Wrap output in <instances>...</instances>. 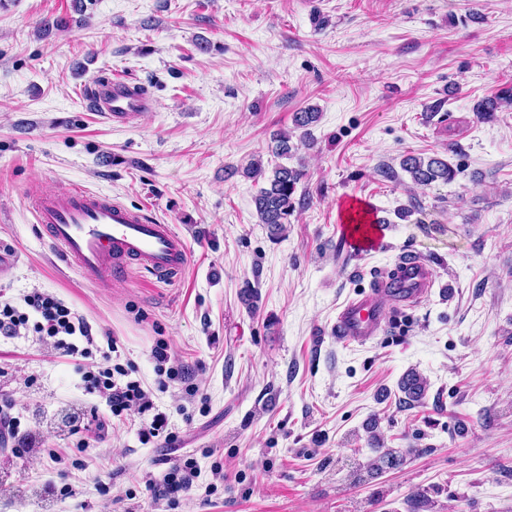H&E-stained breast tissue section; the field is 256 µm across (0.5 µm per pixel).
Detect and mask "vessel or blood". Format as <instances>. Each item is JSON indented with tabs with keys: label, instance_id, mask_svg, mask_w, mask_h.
I'll return each mask as SVG.
<instances>
[{
	"label": "vessel or blood",
	"instance_id": "obj_1",
	"mask_svg": "<svg viewBox=\"0 0 512 512\" xmlns=\"http://www.w3.org/2000/svg\"><path fill=\"white\" fill-rule=\"evenodd\" d=\"M90 103L104 120L123 126L155 108L141 83L117 73L93 82ZM33 205L37 223L63 261L90 280L108 282L132 267L160 281L173 280L188 265L187 243L170 225L110 196L78 187L39 193ZM340 229L358 253L376 250L383 242L377 212L358 198L347 201ZM436 277L435 268L422 258L399 259L392 272L338 308L337 333L358 344L375 339L387 328L390 304L418 305L430 294Z\"/></svg>",
	"mask_w": 512,
	"mask_h": 512
}]
</instances>
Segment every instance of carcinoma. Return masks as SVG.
Wrapping results in <instances>:
<instances>
[{
  "instance_id": "obj_1",
  "label": "carcinoma",
  "mask_w": 512,
  "mask_h": 512,
  "mask_svg": "<svg viewBox=\"0 0 512 512\" xmlns=\"http://www.w3.org/2000/svg\"><path fill=\"white\" fill-rule=\"evenodd\" d=\"M504 106H512L511 87L482 99L474 105L473 111L480 121L490 122L495 120L496 112ZM401 168L409 174L414 185L423 188L438 182L446 184L456 177V170L448 161L437 156L425 158L407 155L401 161ZM243 174L254 181L264 180V186L254 196L256 214L259 222L267 225L271 235H284L287 231L286 224L290 223L296 207L302 206V200L295 198V193L297 184L304 176L303 171L280 164L267 170L262 161L256 159L245 166ZM399 390L403 394V404L415 406L425 399L427 379L416 371H409L402 377ZM377 452L379 455L370 463L371 470L376 472L402 465L406 455L412 453L413 449L409 448L403 453L393 448H379Z\"/></svg>"
}]
</instances>
